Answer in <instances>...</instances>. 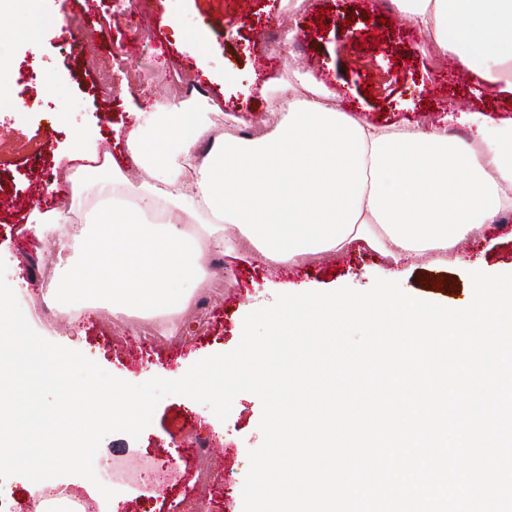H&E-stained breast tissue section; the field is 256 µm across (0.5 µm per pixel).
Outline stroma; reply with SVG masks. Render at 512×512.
Listing matches in <instances>:
<instances>
[{
	"label": "stroma",
	"mask_w": 512,
	"mask_h": 512,
	"mask_svg": "<svg viewBox=\"0 0 512 512\" xmlns=\"http://www.w3.org/2000/svg\"><path fill=\"white\" fill-rule=\"evenodd\" d=\"M75 8L74 0H40V19L18 12L0 24V79L24 105L20 112L0 108V259L21 307H35L37 333L134 384L154 377L180 378L196 361L234 349L245 315L270 305L276 294L344 286L363 291L386 267L381 256L362 244L338 256L290 265L243 251L224 254L220 298L208 303L205 315L190 312L177 338L165 336L158 319L117 321L104 311H85L72 326L67 315H55L43 299L50 258L17 250L33 209L30 192L41 185L45 202L58 206L59 195L51 187L69 166L66 154L74 131L83 132L89 149L105 147L116 160L125 159V134L136 123L135 110L152 112L170 99L157 80L145 77L142 63L171 73L194 69L197 88L185 94V101L194 103L206 95L221 105L220 112L201 116L211 137L268 133L264 92L297 72L334 92L341 110L370 123L406 127L425 119L438 126L451 111L512 118V98L498 83L475 75L461 81L452 73L437 80L430 69L437 53L428 36L410 25L389 28L394 16L390 10L383 22L368 21V0H305L294 14L286 0H96L86 25L96 37L92 43L69 34ZM279 14L286 17L285 27L296 30L285 49L272 48L258 37ZM173 16L178 19L174 25L169 22ZM143 18L156 30L133 38ZM200 39L210 50L206 75L195 69ZM128 43L136 64L113 66V49ZM88 57L109 70V85H100L96 74L85 70ZM226 71L235 76L228 85L221 80ZM367 86L372 89L368 96L363 93ZM511 268L512 220L494 227L485 241L460 246L449 263L407 258L398 266L396 280L405 293L458 309L469 299L470 272ZM437 278L445 280L446 290L431 288ZM261 413L259 399L242 393L228 419L213 423L208 406L170 395L159 402L139 439L108 435L98 450L99 463H61L54 467L53 478L62 485L88 481L102 488L94 512H243L248 452L262 442ZM194 430L207 447L222 449L225 460L210 488L200 492L194 489L199 463L184 453ZM149 459L175 460L164 486L110 477L114 462L136 468Z\"/></svg>",
	"instance_id": "35a3bbf8"
}]
</instances>
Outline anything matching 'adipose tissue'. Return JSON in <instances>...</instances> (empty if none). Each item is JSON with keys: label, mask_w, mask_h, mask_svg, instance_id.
Instances as JSON below:
<instances>
[{"label": "adipose tissue", "mask_w": 512, "mask_h": 512, "mask_svg": "<svg viewBox=\"0 0 512 512\" xmlns=\"http://www.w3.org/2000/svg\"><path fill=\"white\" fill-rule=\"evenodd\" d=\"M394 3L437 51L512 93V0ZM266 112L272 134L205 152L197 113L173 105L162 118L147 114L127 134L128 171L109 155L85 164L84 138L74 133L78 165L64 178L75 187L62 204L76 209L90 190L100 205L96 226L60 223L55 208L33 211L28 224L58 276L55 306L159 316L175 336L192 301L179 287L206 282L207 254L249 248L273 263H296L362 243L396 262L448 253L512 214V120L452 112L440 127L370 124L304 78L275 87ZM155 121L159 131L147 134ZM456 124L496 134L466 143L450 134ZM156 214L163 223H150ZM97 392L94 416L121 403L135 407L136 424L147 411L145 392L127 385L108 381ZM82 422L79 414L57 416L70 439L46 448L45 466L91 455Z\"/></svg>", "instance_id": "1"}]
</instances>
